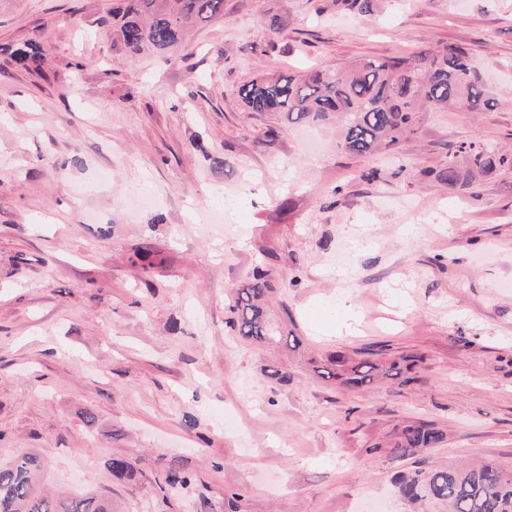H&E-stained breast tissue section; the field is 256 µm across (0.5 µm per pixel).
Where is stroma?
<instances>
[{"instance_id":"1","label":"stroma","mask_w":512,"mask_h":512,"mask_svg":"<svg viewBox=\"0 0 512 512\" xmlns=\"http://www.w3.org/2000/svg\"><path fill=\"white\" fill-rule=\"evenodd\" d=\"M111 6L0 0V462L29 449L50 486L125 512H226L233 492L242 512L374 497L411 512L394 478L413 461L365 447L425 420L446 435L428 467L512 471V171L473 196L423 176L462 142L512 148V0L321 20L313 0H224L171 62L128 52ZM28 39L43 55L23 68L7 48ZM448 43L496 108L420 113L390 156L342 152L334 128L245 111L236 93L257 71ZM259 267L298 350L225 324ZM368 350L419 356V382L349 392L312 369ZM115 457L135 480L112 475ZM173 460L194 476L178 495L157 481Z\"/></svg>"}]
</instances>
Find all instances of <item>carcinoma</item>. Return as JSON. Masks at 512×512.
I'll list each match as a JSON object with an SVG mask.
<instances>
[{
  "label": "carcinoma",
  "instance_id": "obj_1",
  "mask_svg": "<svg viewBox=\"0 0 512 512\" xmlns=\"http://www.w3.org/2000/svg\"><path fill=\"white\" fill-rule=\"evenodd\" d=\"M330 7L363 18L374 15L378 0H323L315 11ZM112 27L131 51L145 47L174 54L191 28L224 15V0H112ZM15 64L26 67L42 55L36 40L9 47ZM250 112L282 115L290 125L334 124L336 147L369 158L393 151L417 131L421 112L450 107L482 112L494 107L475 76L473 57L458 44L422 54L417 60L361 58L343 66H320L305 72L258 71L237 89ZM512 170V152L492 145L463 142L447 160L431 171L434 179L453 190L475 195L477 184ZM274 288L269 274L256 269L253 279L235 290L227 326L235 335L255 344L282 339L267 319ZM328 380L349 391L364 390L376 381H419L408 358L374 362L336 352L315 367ZM442 430L424 421L395 425L386 440L367 446L394 458H414L426 448L444 442ZM112 474L132 481L137 470L124 457L109 462ZM43 462L22 451L0 464V512H112V500L92 491L52 494L42 489ZM160 481L172 491L189 489L192 475L173 463L160 470ZM400 497L412 505L434 504L440 512H512V474L487 461L457 468H417L397 477Z\"/></svg>",
  "mask_w": 512,
  "mask_h": 512
}]
</instances>
